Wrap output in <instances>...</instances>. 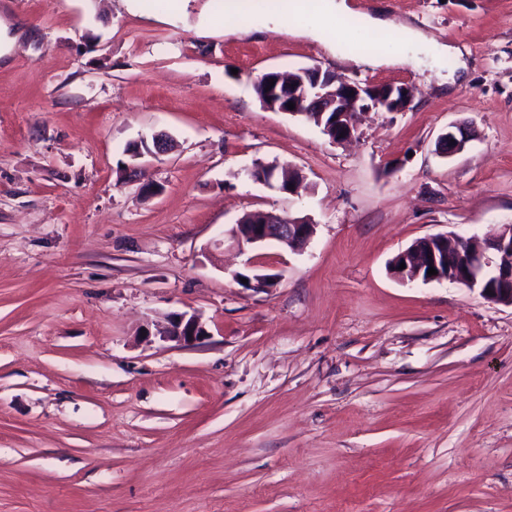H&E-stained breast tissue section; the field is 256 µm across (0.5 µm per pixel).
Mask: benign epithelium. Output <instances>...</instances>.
I'll return each mask as SVG.
<instances>
[{
    "label": "benign epithelium",
    "instance_id": "1",
    "mask_svg": "<svg viewBox=\"0 0 512 512\" xmlns=\"http://www.w3.org/2000/svg\"><path fill=\"white\" fill-rule=\"evenodd\" d=\"M265 86L267 102L263 107L271 111L289 112L304 116L309 112L335 113V125L324 129L333 143L353 138L358 129L359 116L365 111L403 112L409 103L410 92L405 86H380L351 81L318 66H303L288 74L277 70L267 72ZM295 104L288 110L287 104ZM474 137V131L463 125H450L436 140V152L451 158L462 152ZM248 175L270 189L286 193L296 192L304 179L302 173L280 164L262 171L252 167ZM248 230L232 227L238 244L259 247L275 242L283 248L298 251L313 237L316 225L305 217L256 212L249 215ZM404 269H399L400 264ZM434 268L435 275H428ZM391 274L403 282H450L479 291L485 300L494 304L512 306V224H502L498 233L477 244L470 238L457 236L448 239L445 234L423 237L399 253ZM205 335L200 318L187 312L167 318L164 327L156 331L162 341L190 346Z\"/></svg>",
    "mask_w": 512,
    "mask_h": 512
}]
</instances>
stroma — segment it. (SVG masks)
<instances>
[{
  "label": "stroma",
  "instance_id": "obj_1",
  "mask_svg": "<svg viewBox=\"0 0 512 512\" xmlns=\"http://www.w3.org/2000/svg\"><path fill=\"white\" fill-rule=\"evenodd\" d=\"M352 2L449 55L367 67L227 32L226 0H0V512H512V307L388 271L512 224V0ZM313 65L411 101L331 143L254 92ZM452 124L477 136L446 159ZM250 211L316 233L238 246ZM180 312L194 346L144 336ZM270 168L267 167L266 174L262 171V168L253 166L248 170V175L255 181L261 182L270 189L288 194L296 192L297 188L304 179L302 173L290 167H281L278 162L269 164ZM273 165L275 167L273 168ZM290 184H293V189H290ZM282 186H286L285 190Z\"/></svg>",
  "mask_w": 512,
  "mask_h": 512
}]
</instances>
